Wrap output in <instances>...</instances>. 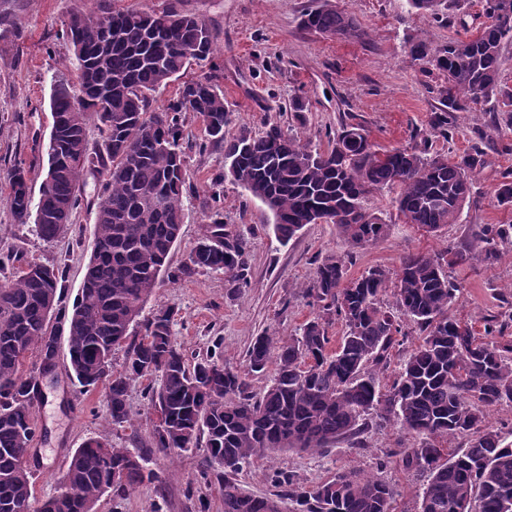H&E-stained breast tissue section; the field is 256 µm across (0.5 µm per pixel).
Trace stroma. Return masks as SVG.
Instances as JSON below:
<instances>
[{"label": "stroma", "mask_w": 512, "mask_h": 512, "mask_svg": "<svg viewBox=\"0 0 512 512\" xmlns=\"http://www.w3.org/2000/svg\"><path fill=\"white\" fill-rule=\"evenodd\" d=\"M103 4L147 12L173 6L203 19L217 34L214 64L222 70L219 85L233 114L230 133L245 128L257 134L276 124L298 131L304 143L320 150L328 148L329 134L345 122L361 125L379 148L415 146V132L428 133L434 113L444 109V79L438 71L412 64L409 45L424 38L439 46L459 30L447 16L432 20L408 13L405 0H337L365 32L364 38L350 40L327 39L301 27L302 15L317 8L320 0H0V10L9 12L13 21L11 33L0 38V251H18L25 261L39 264L65 261L69 303L82 285L92 252L101 179L88 177L85 202L67 231L46 241L30 225L15 220L7 203V173L16 161H26L31 166V188L40 189L52 127L51 90L56 81H72L77 75L72 51L60 36L62 24L74 10H95ZM496 118L482 100L474 111L458 113L451 136L430 135V153L456 160L469 151L477 130L488 133L485 164L473 176L474 198L464 206L459 223L430 235L403 223L391 193L378 192L367 205L390 224L391 231L377 244L357 250L348 277H359L372 266L393 272L407 252L440 255L474 242L482 225L512 224V211L496 207L493 200L501 176L512 171V129L494 133ZM203 137L201 118L184 113V223L169 256V272L160 277L144 311L173 308V333L192 354L206 355L213 340L223 338L225 360L242 371L257 336L294 335L314 316L302 290L312 280L318 260L344 252L346 246L332 224L307 225L288 244H281L266 207L226 176L223 147L212 143L198 149ZM217 216L250 243L247 287H231L220 271L176 274ZM452 276L463 289L452 317L479 331L488 316L512 313V295L505 292L512 283V258L460 266ZM149 383L146 377L130 381L133 425L117 430L107 421L102 390L82 392L68 357H60L55 378L43 383L35 411L32 445L39 450V460L32 473L37 498L54 492L75 448L102 435L114 446L146 450L148 466L159 479L139 486L124 501L104 498L100 512H224L218 484L199 476L201 451L178 456L154 451L157 414L145 398ZM412 441L395 425L365 433L359 448L342 442L324 455L272 452L244 468L237 480L246 493L265 496L274 492L269 474L279 470L293 471L304 485L313 486L336 470L356 467L378 472L397 488V512H419L424 480L408 476L391 454L397 444ZM382 459L387 465L380 470L376 464Z\"/></svg>", "instance_id": "obj_1"}]
</instances>
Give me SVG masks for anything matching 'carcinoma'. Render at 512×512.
<instances>
[{"label": "carcinoma", "mask_w": 512, "mask_h": 512, "mask_svg": "<svg viewBox=\"0 0 512 512\" xmlns=\"http://www.w3.org/2000/svg\"><path fill=\"white\" fill-rule=\"evenodd\" d=\"M406 3L409 11L433 18L448 10V0ZM483 14L474 34L436 47L425 39L410 46L412 63L445 77L448 111L435 114L433 131L448 133L457 113L473 111L481 96L494 100V111L512 127V87L500 79L504 44L512 39V0H484ZM301 25L327 38L364 37L356 19L332 0L305 13ZM62 38L76 61L78 86L66 79L53 86L56 139L48 145L38 201L32 200L29 169L18 162L8 177V203L18 223L31 220L40 238L54 240L81 207L87 175L99 173L103 180L94 245L71 308L62 305L66 264H25L12 250L0 253V273L9 272L0 283V512H98L104 496L121 502L157 479L145 456L95 436L72 452L58 478L70 494L36 503L33 474L18 459L35 435L34 380L40 371L26 373L23 367L32 354L41 363L51 359L59 323L67 327L73 377L85 392L105 386L112 425L131 421L129 382L155 377L146 393L160 415L155 448L178 455L204 447L201 477L218 481L224 512H394L397 490L357 468L339 470L312 487L292 471H277L270 477L279 490L274 497L248 495L234 478L270 452L325 454L340 441L392 424L419 438L397 452L404 471L427 477L419 512H512V441L486 424L490 408L512 405V336L505 335L512 314L484 319L481 334L451 317L461 287L448 275L456 266L511 256L512 224H486L476 244L445 257L408 252L393 275L372 267L349 279L353 253L324 257L303 289L315 316L299 335L266 333L246 353L252 373L275 365L271 384L259 396L246 376L224 362L223 339L199 358L172 336V309L141 319L184 223V112L202 119L205 139L198 148L224 145L227 175L246 181L244 189L273 214L274 231L285 242L320 222L336 225L352 249L375 244L390 225L365 202L386 189L396 190L393 203L405 223L436 234L458 223L483 153L451 161L426 146L380 151L353 124L334 133L323 151L275 125L260 136L245 129L229 135L231 113L217 67L183 79L192 66L213 58L216 34L175 8L160 15L76 10ZM178 80L177 96L152 107V94ZM90 112L99 131L93 146ZM493 198L512 209L511 175L503 176ZM207 233L224 238V245L191 250L180 273L222 270L232 287H246L248 241L218 211ZM388 293L391 307L384 305ZM406 322L418 342L385 383L393 349L409 336ZM337 323L344 333L333 347L329 330ZM139 325L141 337L133 335ZM125 342L126 368L114 375L112 353ZM450 437L466 439L465 446L447 452Z\"/></svg>", "instance_id": "obj_1"}]
</instances>
